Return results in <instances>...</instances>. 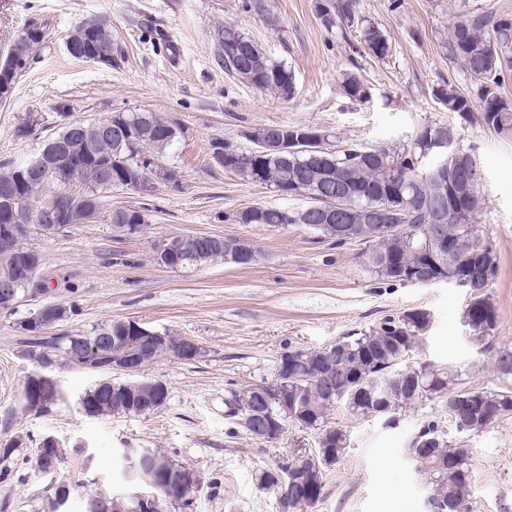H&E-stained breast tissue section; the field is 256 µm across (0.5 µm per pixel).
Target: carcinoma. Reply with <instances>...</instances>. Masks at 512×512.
I'll use <instances>...</instances> for the list:
<instances>
[{
    "instance_id": "obj_1",
    "label": "carcinoma",
    "mask_w": 512,
    "mask_h": 512,
    "mask_svg": "<svg viewBox=\"0 0 512 512\" xmlns=\"http://www.w3.org/2000/svg\"><path fill=\"white\" fill-rule=\"evenodd\" d=\"M357 0H334L322 5L320 18L327 27L346 23L357 29V38L364 51L377 59H384L390 44L387 34L368 19L356 17ZM224 37L219 59L224 73L233 77L238 63L252 66L251 85L259 90L290 98L295 92L292 70L272 60L258 44L236 26L217 27ZM44 36L29 33L17 36L9 48L14 66L11 73H0V101L8 100L18 77L37 59ZM103 42L109 43L113 56L122 54L119 43L112 40V29H99L88 36V45L96 50ZM452 56L461 62L462 69L477 85L478 115L476 121L487 129L512 138V99L495 91L504 69L512 68V17L483 12L468 13L454 21L450 30ZM344 95L355 101L368 96L364 81L354 73L344 74L341 81ZM435 98L450 113L464 120L473 113V102L454 86L447 84L434 89ZM130 142L123 151L109 143L92 150L83 148V141L68 138L65 125L54 138L66 143L54 158L55 185H67L73 172L81 177L87 203L100 204L104 194L112 191V182H134L137 174L146 178L152 174L155 162L162 158L175 138L163 133L182 128L155 112L124 110L119 113ZM448 132L441 124L424 126L412 139L403 144L367 147L350 143L344 147L313 153L288 156L280 160L256 149L240 152L236 149L224 155V169L242 180L288 187L289 197H310L319 192L325 201L336 200V190L347 188L372 206H390L403 212L404 223L414 235L381 237L365 244L362 256L371 272L382 281L412 284L420 279L447 277L460 280L464 288L474 294V303L463 312V323L475 332L489 328L479 341L487 352V362L497 377L512 379V347H495L489 343L497 326V312L486 290L496 274L481 271V258L494 253L492 245L480 234L477 215L483 200L477 197L459 203L443 225H434L431 218L442 203L443 182H457L464 187L472 156L465 152L459 160H448V174L434 176L428 173L432 163L429 150L435 138ZM46 183L32 177L22 187L16 206L30 214L47 199L43 198ZM293 211L274 206H259L251 212L240 211L234 216L239 224L278 227L293 224ZM147 223V215L140 210L112 212V224ZM300 224L341 243L336 233V221L323 219L314 212ZM441 233L459 245L451 262L431 263L421 251L427 234ZM38 251L21 240L5 247L0 244V275L26 256ZM222 260L236 265H249L255 258L237 260L224 251V244H197L192 265L201 266ZM431 323L430 313L412 309L396 319H386L376 327L337 340L336 353L325 357L326 349H297L283 355L274 379L265 386L253 385L234 394V410L240 415L241 425L248 427L249 402L258 394L262 400L256 406L267 409L276 425L275 437L288 422L318 431L317 448L305 458H290L277 464L274 470L264 472L260 481L268 487H279V475L289 469L287 512H304L322 494L323 470L335 465L349 447L350 438L340 426H330L328 413L342 407L356 416L383 418L389 424L396 415L411 407L429 402H440L448 408V416L457 430L469 431L485 428L502 417L512 414V390L499 391L474 388L460 382L461 374L448 365L433 369L425 363L412 360ZM94 336L125 335L124 323L113 321L90 330ZM165 348L148 355L142 362L147 366L169 354H176L182 339L164 334ZM57 360L75 365L91 363L90 352L82 353L73 347V338L64 333L42 342ZM127 382H101L89 388L82 396L84 412L94 416L126 415L130 404L123 393ZM148 458L140 467L128 473L127 481L145 487L161 501L190 499L198 486L190 470L175 463L165 453L153 448L137 449ZM409 457L428 475L433 487L430 497L445 504L444 512H465V501L471 485L472 471L469 451L456 448L435 421L423 424L412 437L407 448Z\"/></svg>"
}]
</instances>
